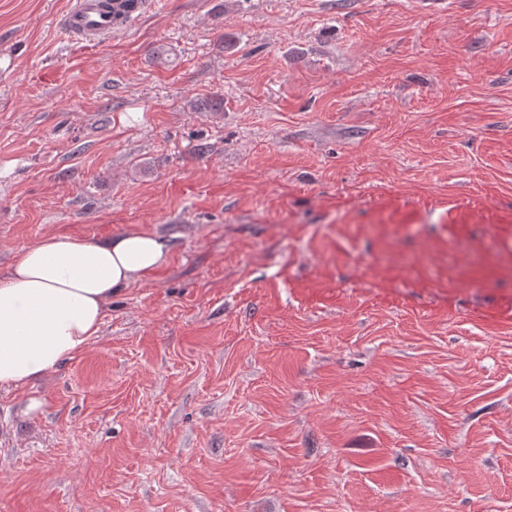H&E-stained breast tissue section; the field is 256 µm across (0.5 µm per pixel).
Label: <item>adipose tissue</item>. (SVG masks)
Returning <instances> with one entry per match:
<instances>
[{"label":"adipose tissue","mask_w":512,"mask_h":512,"mask_svg":"<svg viewBox=\"0 0 512 512\" xmlns=\"http://www.w3.org/2000/svg\"><path fill=\"white\" fill-rule=\"evenodd\" d=\"M166 238L47 235L18 250L0 277V390L57 372L98 337L113 296L164 267Z\"/></svg>","instance_id":"ef3b65f1"}]
</instances>
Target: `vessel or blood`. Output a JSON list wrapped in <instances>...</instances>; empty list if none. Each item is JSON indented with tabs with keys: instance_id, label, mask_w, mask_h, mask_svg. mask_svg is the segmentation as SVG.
<instances>
[{
	"instance_id": "b4317fda",
	"label": "vessel or blood",
	"mask_w": 512,
	"mask_h": 512,
	"mask_svg": "<svg viewBox=\"0 0 512 512\" xmlns=\"http://www.w3.org/2000/svg\"><path fill=\"white\" fill-rule=\"evenodd\" d=\"M125 26L123 18L113 15L112 0H72L61 18V27L71 39L90 45L105 42Z\"/></svg>"
}]
</instances>
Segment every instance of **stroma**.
Listing matches in <instances>:
<instances>
[{
  "label": "stroma",
  "mask_w": 512,
  "mask_h": 512,
  "mask_svg": "<svg viewBox=\"0 0 512 512\" xmlns=\"http://www.w3.org/2000/svg\"><path fill=\"white\" fill-rule=\"evenodd\" d=\"M70 4L0 0V276L171 256L0 391V512H512V0ZM137 0H73L61 17V27L73 40L97 45L112 37V32L124 29L132 18L114 17L112 2L118 3L119 13H129Z\"/></svg>",
  "instance_id": "35a3bbf8"
}]
</instances>
